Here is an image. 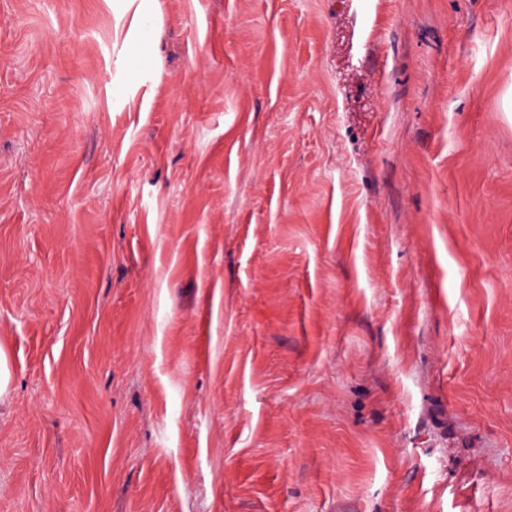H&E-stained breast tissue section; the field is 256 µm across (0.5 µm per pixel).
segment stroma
<instances>
[{
    "label": "stroma",
    "mask_w": 512,
    "mask_h": 512,
    "mask_svg": "<svg viewBox=\"0 0 512 512\" xmlns=\"http://www.w3.org/2000/svg\"><path fill=\"white\" fill-rule=\"evenodd\" d=\"M512 0H0V512H512Z\"/></svg>",
    "instance_id": "obj_1"
}]
</instances>
